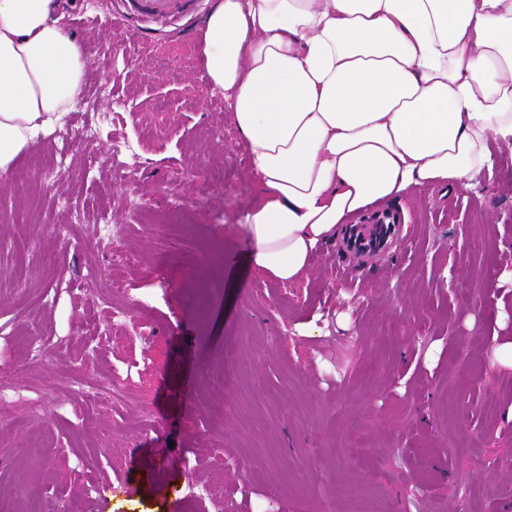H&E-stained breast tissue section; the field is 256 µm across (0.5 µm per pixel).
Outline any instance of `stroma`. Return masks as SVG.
I'll return each instance as SVG.
<instances>
[{"label":"stroma","instance_id":"obj_1","mask_svg":"<svg viewBox=\"0 0 512 512\" xmlns=\"http://www.w3.org/2000/svg\"><path fill=\"white\" fill-rule=\"evenodd\" d=\"M76 2L91 104L0 175V512H454L452 480L467 512H512V154L377 204L403 248L333 240L287 291L239 229L256 188L197 47L215 0L167 20ZM116 145L131 181L101 164Z\"/></svg>","mask_w":512,"mask_h":512}]
</instances>
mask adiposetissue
Listing matches in <instances>:
<instances>
[{"mask_svg":"<svg viewBox=\"0 0 512 512\" xmlns=\"http://www.w3.org/2000/svg\"><path fill=\"white\" fill-rule=\"evenodd\" d=\"M65 0H0V172L82 94ZM248 150L242 234L302 280L345 218L411 189H469L512 150V0H217L198 39Z\"/></svg>","mask_w":512,"mask_h":512,"instance_id":"1","label":"adipose tissue"}]
</instances>
